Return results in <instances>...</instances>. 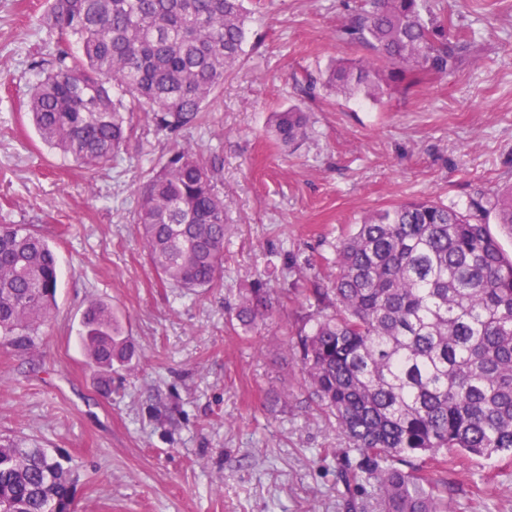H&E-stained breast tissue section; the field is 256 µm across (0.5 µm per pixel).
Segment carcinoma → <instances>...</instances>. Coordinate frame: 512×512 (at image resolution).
<instances>
[{
  "instance_id": "cac0c4a2",
  "label": "carcinoma",
  "mask_w": 512,
  "mask_h": 512,
  "mask_svg": "<svg viewBox=\"0 0 512 512\" xmlns=\"http://www.w3.org/2000/svg\"><path fill=\"white\" fill-rule=\"evenodd\" d=\"M245 0H52L44 18L56 48L27 109L41 141L86 167L126 150L132 112H148L176 140L206 118L224 75L245 53ZM428 0H362L340 40L362 50L305 76L300 91L380 101L409 95L428 76L459 70L475 37ZM76 42L79 55L66 44ZM128 97L116 100L112 89ZM306 110L274 113L286 148L308 133ZM216 163L175 148L142 187L133 221L161 279L206 290L224 269L228 230ZM512 235V187L480 194L469 210L420 200L379 209L336 245L329 288L314 300L311 331L300 328L301 369L359 460L347 485L376 512H450L448 484L413 460L452 466L459 455L512 460V256L488 229ZM57 258L25 224H0V348L34 347L56 303ZM288 298L256 279L235 318L248 332ZM82 342L96 365L133 356L111 312L96 303ZM71 458L47 448L0 443V512H73Z\"/></svg>"
}]
</instances>
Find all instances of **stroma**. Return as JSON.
Wrapping results in <instances>:
<instances>
[{"mask_svg": "<svg viewBox=\"0 0 512 512\" xmlns=\"http://www.w3.org/2000/svg\"><path fill=\"white\" fill-rule=\"evenodd\" d=\"M359 0H263L262 35L181 142L217 158L229 217L221 285L193 292L149 263L137 190L172 142L137 113L127 153L86 168L46 147L26 116L51 47L48 0H0V224L48 237L56 308L34 349L0 348V438L70 455L76 512H346V441L301 373L300 294L336 273L335 245L369 212L420 198L466 206L512 182V0H432L477 52L446 78L373 103L329 96L308 137L282 149L273 112L294 78L351 51L338 27ZM285 290L275 320L242 331L255 278ZM134 346L123 369L90 363L91 303ZM453 512H512V463L468 457L448 471Z\"/></svg>", "mask_w": 512, "mask_h": 512, "instance_id": "stroma-1", "label": "stroma"}]
</instances>
